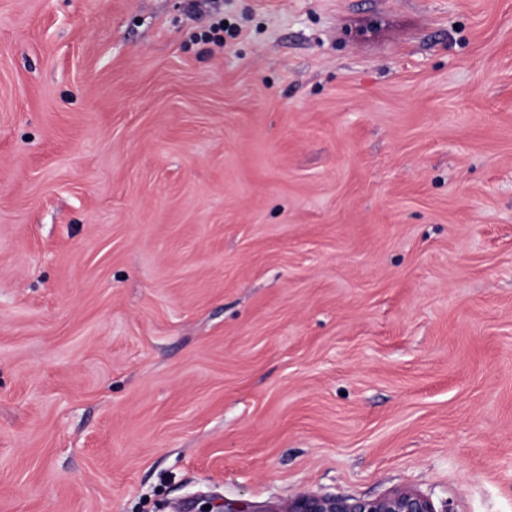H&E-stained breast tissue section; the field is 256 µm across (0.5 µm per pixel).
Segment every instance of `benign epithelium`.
<instances>
[{
  "label": "benign epithelium",
  "mask_w": 512,
  "mask_h": 512,
  "mask_svg": "<svg viewBox=\"0 0 512 512\" xmlns=\"http://www.w3.org/2000/svg\"><path fill=\"white\" fill-rule=\"evenodd\" d=\"M288 512H451L438 510L428 495L409 489H395L376 499L346 495L321 497L304 494L288 505Z\"/></svg>",
  "instance_id": "obj_1"
}]
</instances>
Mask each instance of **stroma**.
I'll return each mask as SVG.
<instances>
[{"label":"stroma","instance_id":"1","mask_svg":"<svg viewBox=\"0 0 512 512\" xmlns=\"http://www.w3.org/2000/svg\"><path fill=\"white\" fill-rule=\"evenodd\" d=\"M189 3L0 0V512H512V0ZM286 512H453L448 508L437 510L428 495L409 489H395L376 499L355 498L346 495L321 497L304 494L288 505Z\"/></svg>","mask_w":512,"mask_h":512}]
</instances>
